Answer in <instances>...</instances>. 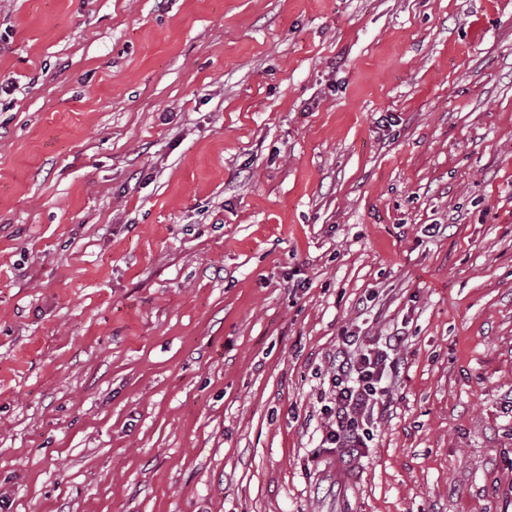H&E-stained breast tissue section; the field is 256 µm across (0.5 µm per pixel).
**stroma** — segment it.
Returning <instances> with one entry per match:
<instances>
[{
  "label": "stroma",
  "instance_id": "1",
  "mask_svg": "<svg viewBox=\"0 0 512 512\" xmlns=\"http://www.w3.org/2000/svg\"><path fill=\"white\" fill-rule=\"evenodd\" d=\"M0 82V512H512V0H0ZM404 341L396 333L384 347L359 342V336H343L345 350L337 356L332 376V396L321 412L328 416L321 443L322 448L343 451L356 458L361 448H369L373 433L365 425V416L390 385L399 369L394 355Z\"/></svg>",
  "mask_w": 512,
  "mask_h": 512
}]
</instances>
